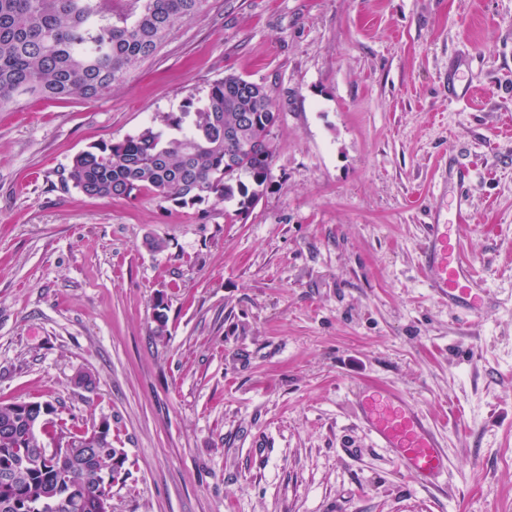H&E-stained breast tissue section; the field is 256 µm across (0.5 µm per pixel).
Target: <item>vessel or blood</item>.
Instances as JSON below:
<instances>
[{"label": "vessel or blood", "mask_w": 512, "mask_h": 512, "mask_svg": "<svg viewBox=\"0 0 512 512\" xmlns=\"http://www.w3.org/2000/svg\"><path fill=\"white\" fill-rule=\"evenodd\" d=\"M469 169L456 181V195L446 215H434L421 251V268L435 296L467 320L486 311L496 298L485 279L463 255L458 225L469 223ZM358 407L362 420L383 447L393 449L397 465L420 482L437 484L448 471L447 454L439 434L426 417L392 390H366Z\"/></svg>", "instance_id": "obj_1"}]
</instances>
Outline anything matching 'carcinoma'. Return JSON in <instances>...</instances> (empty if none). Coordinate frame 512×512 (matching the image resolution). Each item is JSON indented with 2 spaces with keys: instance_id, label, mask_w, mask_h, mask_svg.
I'll return each instance as SVG.
<instances>
[{
  "instance_id": "cac0c4a2",
  "label": "carcinoma",
  "mask_w": 512,
  "mask_h": 512,
  "mask_svg": "<svg viewBox=\"0 0 512 512\" xmlns=\"http://www.w3.org/2000/svg\"><path fill=\"white\" fill-rule=\"evenodd\" d=\"M0 0V109L25 95L92 99L122 84L153 57L176 26L207 0ZM276 96L228 74L203 99H190L162 126L77 154L64 182L89 197L143 194L186 208L233 203L253 208L271 179ZM21 417L0 403V512H100L109 480L131 477L124 449L106 430L59 415L50 402Z\"/></svg>"
}]
</instances>
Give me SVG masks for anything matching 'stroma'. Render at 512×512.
<instances>
[{
  "mask_svg": "<svg viewBox=\"0 0 512 512\" xmlns=\"http://www.w3.org/2000/svg\"><path fill=\"white\" fill-rule=\"evenodd\" d=\"M230 73L280 109L247 213L64 185ZM459 164L465 252L512 290V0H208L112 93L0 110V402L108 421L112 512H512V297L463 322L418 264ZM373 386L439 433L441 488L375 444Z\"/></svg>",
  "mask_w": 512,
  "mask_h": 512,
  "instance_id": "35a3bbf8",
  "label": "stroma"
}]
</instances>
